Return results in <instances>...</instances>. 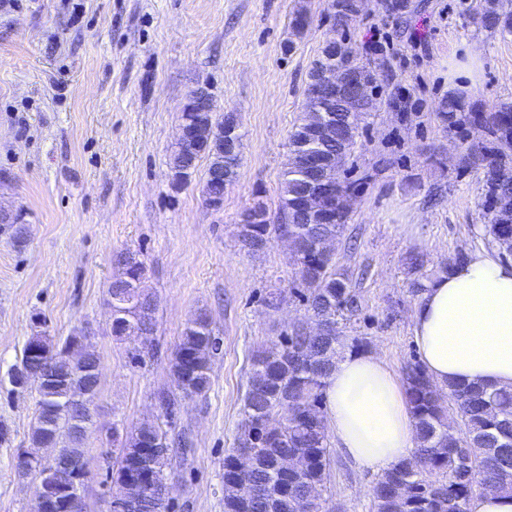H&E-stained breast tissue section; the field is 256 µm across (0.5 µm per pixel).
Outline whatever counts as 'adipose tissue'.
Here are the masks:
<instances>
[{
    "label": "adipose tissue",
    "mask_w": 512,
    "mask_h": 512,
    "mask_svg": "<svg viewBox=\"0 0 512 512\" xmlns=\"http://www.w3.org/2000/svg\"><path fill=\"white\" fill-rule=\"evenodd\" d=\"M412 336L438 385L512 388V262L476 250L432 279L415 303ZM325 393L327 426L357 468L382 473L413 452L405 390L376 354L338 357Z\"/></svg>",
    "instance_id": "ef3b65f1"
}]
</instances>
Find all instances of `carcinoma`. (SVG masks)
<instances>
[{
    "instance_id": "cac0c4a2",
    "label": "carcinoma",
    "mask_w": 512,
    "mask_h": 512,
    "mask_svg": "<svg viewBox=\"0 0 512 512\" xmlns=\"http://www.w3.org/2000/svg\"><path fill=\"white\" fill-rule=\"evenodd\" d=\"M358 0H331L336 26L345 28L356 17ZM481 27L493 32H512V0H468ZM338 62L350 68L360 55L347 37L323 47L308 74L305 109L288 140V158L281 193L282 224H268L262 205L249 209L247 222L237 225L242 248L249 253L264 250L271 231L288 234L295 240L292 251L295 274L305 286L307 311L321 325L318 334L295 329L283 334L253 356L248 387L243 400V421L237 447L252 451L247 476L239 478L233 467V453L224 456V512H322V495L310 496L311 488L326 489L331 448L325 423L326 379L336 358L357 339L340 334L339 320L360 308L347 276L333 269V254L320 250L331 244L345 228L355 182L348 177V162L360 137L354 114L376 108L374 96L360 101L343 98L333 101L329 112L317 109L324 92L316 75L327 64ZM468 106L458 97L442 102L438 115L448 126L458 127L463 116L482 134L495 142L491 154L482 159L485 186L483 202L486 232L503 258L512 256V103L491 112L466 113ZM181 119L199 127L198 149L184 156L176 146L170 166L179 179L196 168L198 158H209L204 194L224 199V189L237 176L240 156H229L224 148V128L234 127L231 112L218 113L199 100L187 105ZM322 159L326 181L336 187L334 215L316 211L305 215L302 200L308 192L304 160L309 154ZM118 274L107 294L126 302L123 314L112 318V335L142 334L156 327L157 300L144 286L145 266L138 255L120 251L113 255ZM48 355L52 379L39 386L36 415L30 428L33 447L51 444L55 463L76 464L85 457V419L92 417L88 406L71 399V392L99 384L94 364L75 374L63 354V346L48 336L41 338ZM220 350L208 315L201 311L188 322L179 343L171 352L169 371L173 388L157 393L165 407V422L144 423L120 437L112 428L115 472L112 481L122 487L134 472V464L144 450H152L151 481L148 492L130 501L116 493L112 512H168L170 475L167 463L174 447L187 453L184 439L168 437L180 403L188 396L207 390L210 365ZM405 392L415 421L417 450L382 473L372 487L370 512H468L477 486L489 483L494 490L512 494V389L468 385L443 388L434 383L422 365L406 368ZM452 401L459 415L458 429L448 428V405ZM287 456L301 464L302 482L284 480L279 461Z\"/></svg>"
}]
</instances>
